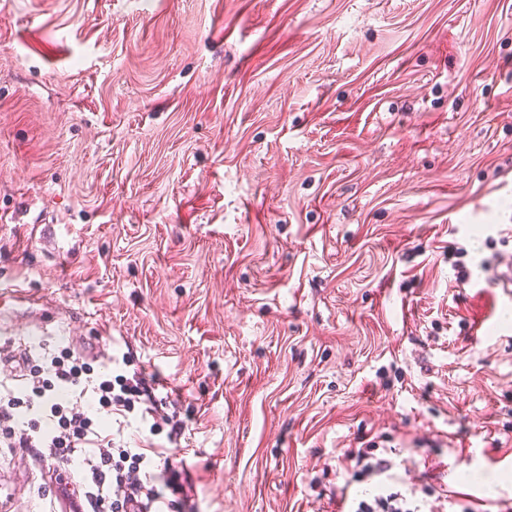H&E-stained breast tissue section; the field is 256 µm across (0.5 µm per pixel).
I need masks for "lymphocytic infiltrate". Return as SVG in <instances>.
Returning <instances> with one entry per match:
<instances>
[{
    "label": "lymphocytic infiltrate",
    "mask_w": 512,
    "mask_h": 512,
    "mask_svg": "<svg viewBox=\"0 0 512 512\" xmlns=\"http://www.w3.org/2000/svg\"><path fill=\"white\" fill-rule=\"evenodd\" d=\"M91 371L88 362L68 352L53 357L49 367L30 366L24 396H0V443L16 438L38 458L71 465L89 512H156L161 501L170 512H180L181 502L164 498L165 490L178 488L175 468L156 465L146 454L113 447L98 422L71 406L70 395L85 394ZM94 391L100 407L117 414L133 412L139 405L146 414L155 412L156 388L144 373L101 379ZM36 407L48 412L54 423L51 431H42L38 419L31 417ZM347 457L352 479L376 482L374 491L354 500L349 512H423L419 500L390 483L387 474L392 463L377 455L375 443L351 449Z\"/></svg>",
    "instance_id": "f902f5d3"
}]
</instances>
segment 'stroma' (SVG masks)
Here are the masks:
<instances>
[{"instance_id": "35a3bbf8", "label": "stroma", "mask_w": 512, "mask_h": 512, "mask_svg": "<svg viewBox=\"0 0 512 512\" xmlns=\"http://www.w3.org/2000/svg\"><path fill=\"white\" fill-rule=\"evenodd\" d=\"M511 261L512 0H0V350L129 353L195 512H347L362 441L498 512Z\"/></svg>"}]
</instances>
